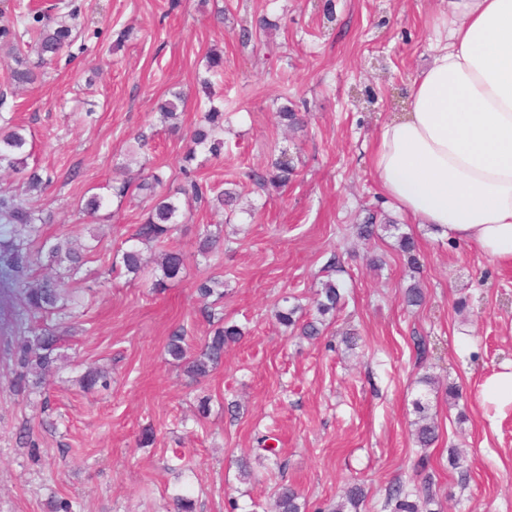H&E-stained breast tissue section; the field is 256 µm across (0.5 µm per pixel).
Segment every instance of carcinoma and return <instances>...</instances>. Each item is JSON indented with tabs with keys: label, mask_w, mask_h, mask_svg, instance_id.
<instances>
[{
	"label": "carcinoma",
	"mask_w": 512,
	"mask_h": 512,
	"mask_svg": "<svg viewBox=\"0 0 512 512\" xmlns=\"http://www.w3.org/2000/svg\"><path fill=\"white\" fill-rule=\"evenodd\" d=\"M42 26L18 32L8 27L0 28V38L20 44L25 36H30L37 45L40 65L58 57L73 42V28L64 20L51 16L46 11L39 15ZM224 113L214 106L204 112L198 126L190 131L185 161L190 163L200 153L213 157L221 155L224 149ZM28 139L23 128L5 123L0 125V168H6L20 176L22 183L29 188H41L49 179L43 178L37 169H28ZM295 171L294 159L281 153L272 163L271 170L252 174L253 181L260 185L272 182L276 185L288 183ZM185 181L173 192H162L167 178L162 167H154L136 186L142 198L149 201L147 217L138 225L125 241L126 247L117 252L112 260L111 270H120L137 279L144 272L145 263L139 245L160 242L168 237L178 224L181 215V198L205 199L203 187L191 177V171L184 170ZM36 221L23 200L17 196H0V268H7L13 275L14 287L20 302L22 314L30 319H39L55 310H62L76 304L77 298L63 292L58 279L45 278L35 286L27 285L32 267L31 237L36 235ZM220 236L204 230L199 238L198 252L214 253L220 247ZM97 246L90 243L80 248L70 245L67 235L46 239L41 243L39 256L48 266L67 264L69 277L80 274L86 258L95 252ZM186 256L179 250H166L162 254L160 268L166 279H175L184 270ZM342 305V294L336 282L328 280L316 293L315 309L317 316L303 323L296 317L298 307L282 306L276 312L278 322L285 328H300L302 336L314 339L321 334V326L326 316L334 314ZM244 336L242 328L234 323L221 322L195 353H190L182 329L174 330L168 337L166 353L182 368L193 382L210 375L224 359V349L239 342ZM59 336L49 328H42L24 337L17 345L15 357L20 368L44 375L56 369L58 361ZM83 388L105 389L110 385L108 373L99 368H89L81 378ZM438 440V426L428 421V416L417 422L415 441L421 448H428ZM416 470L423 473L420 482L408 488L400 480L390 483L385 489L383 512H430L428 506L434 502L432 476L426 473V462L417 463ZM367 492L363 484L353 481L346 484L341 500L336 503L335 512H361ZM300 493L292 485L279 486L275 500L276 512H301Z\"/></svg>",
	"instance_id": "carcinoma-1"
}]
</instances>
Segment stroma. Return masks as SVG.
<instances>
[{"mask_svg": "<svg viewBox=\"0 0 512 512\" xmlns=\"http://www.w3.org/2000/svg\"><path fill=\"white\" fill-rule=\"evenodd\" d=\"M61 9L74 11L77 39L36 84L12 81L15 62L0 40V117L31 134L29 162L52 176L46 190L27 194L1 169L0 193L23 195L44 220L40 238L63 233L98 247L64 280L80 306L42 321L61 335L48 386L33 373L17 384L14 352L30 323L0 288V512H51L62 499L72 512H169L187 485L195 512L254 502L271 512L283 481L301 491L305 512H331L354 478L365 483V512H380L387 485L412 482L423 456L439 512H512V407L498 412L482 401L485 379L512 363V266L406 223L368 165L378 127L403 110L431 59L447 0H63ZM260 16L270 27L241 40L240 29ZM213 48L224 70L210 77L205 56ZM176 92L186 102L173 131L158 105ZM209 97L224 112V151L199 155L192 167L199 180L237 194L234 210L184 206L171 238L145 248L139 279L116 274L104 283L122 240L145 218L138 182L157 165L172 183L182 180L181 133ZM284 105L304 113V123L283 126ZM141 132L153 138L150 154L133 151ZM284 149L296 163L287 184L262 188L249 179ZM126 179L132 188L116 199L112 188ZM92 188L107 197L94 218L80 212ZM370 213L377 235L359 240L355 226ZM205 227L223 236V252L199 254ZM403 236L417 244L418 268L398 248ZM165 248L188 260L158 288L155 260ZM376 256L384 260L378 270ZM207 278L223 281V297L199 298L196 285ZM329 280L345 304L317 339L276 321L286 296L303 317L313 315ZM413 285L424 293L417 307L405 302ZM207 305L247 334L196 384L164 347L180 326L199 348L213 329ZM417 336L428 344L422 358ZM91 366L110 373L109 389L80 387ZM427 374L435 385L423 383ZM450 385L459 393L453 407ZM418 400L440 425L426 450L411 436ZM146 426L155 441L141 448ZM26 428L35 447L21 442ZM267 432L278 439V457L258 448ZM452 448L464 451L467 477L449 467ZM241 458L255 479L239 478Z\"/></svg>", "mask_w": 512, "mask_h": 512, "instance_id": "35a3bbf8", "label": "stroma"}]
</instances>
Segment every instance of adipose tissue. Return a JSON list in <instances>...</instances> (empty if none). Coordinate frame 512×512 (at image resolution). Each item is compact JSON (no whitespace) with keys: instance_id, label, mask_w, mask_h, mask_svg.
<instances>
[{"instance_id":"1","label":"adipose tissue","mask_w":512,"mask_h":512,"mask_svg":"<svg viewBox=\"0 0 512 512\" xmlns=\"http://www.w3.org/2000/svg\"><path fill=\"white\" fill-rule=\"evenodd\" d=\"M437 31L369 166L411 223L512 265V0H448Z\"/></svg>"}]
</instances>
